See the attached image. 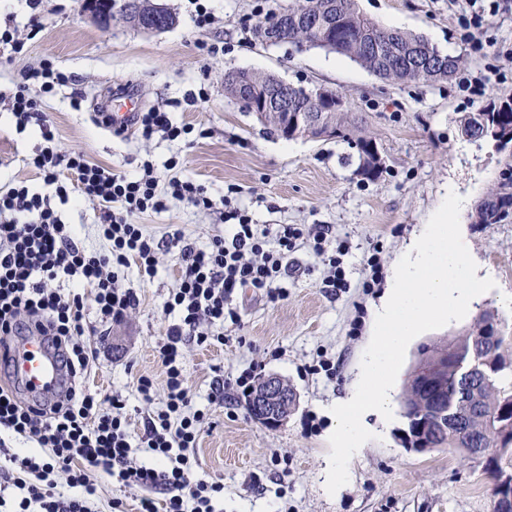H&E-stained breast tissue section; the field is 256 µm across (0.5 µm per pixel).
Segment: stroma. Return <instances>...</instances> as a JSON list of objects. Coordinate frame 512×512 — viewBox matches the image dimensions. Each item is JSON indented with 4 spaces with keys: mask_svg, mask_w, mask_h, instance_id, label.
<instances>
[{
    "mask_svg": "<svg viewBox=\"0 0 512 512\" xmlns=\"http://www.w3.org/2000/svg\"><path fill=\"white\" fill-rule=\"evenodd\" d=\"M127 2L114 0L110 24L101 25L83 9V0H42L35 11L27 0H0V23L12 20L25 42L18 53L0 49V91L14 90L25 70L51 61L71 78L42 104L64 149L129 175L148 160L164 179L172 174L166 161L179 157L182 167L175 174L202 185L216 207L199 210L171 201L167 211L140 218L155 236L178 224L197 244H207L224 232L217 204L228 194L268 234L282 224H328L333 233L325 255L341 243L348 248L342 258L346 287H324V255L299 245L290 257L294 273L283 282L278 301L244 290L235 299L241 321L225 324L223 343L200 346L189 340L184 345L192 407L204 415L194 477L223 484L216 512H493V479L483 466L442 448H406L402 420L385 437L369 440L348 464V483L328 493L332 421L325 408L357 383L370 343L368 309L384 286L365 287L367 258L378 256L381 270H388L447 191L475 205L499 176L505 152L462 136L459 121L491 99L512 97V16L483 31V40L494 46L484 53L464 41L448 0H356L360 13L381 27L423 36L462 59L450 80L390 83L321 49L258 42L253 29L265 13L287 9L295 0H210L216 21L207 29L196 27L191 0H159L177 17L176 26L162 33L123 23ZM34 13L40 24L33 29ZM218 39L224 42V56L215 60L206 47ZM237 69L274 74L306 88L322 85L343 95L360 134L377 143L381 174L357 175V150L345 141L287 139L262 125L224 92L225 72ZM479 74L491 79L484 93L461 90V78ZM202 88L207 98L200 101L196 95ZM128 90L139 108L166 106L178 121L195 127L196 137L189 142L157 136L146 142L134 132H110L100 114L113 94ZM76 92L82 96L77 110L71 106ZM40 143L36 125L17 131L11 113L0 109V186L15 180L43 189L29 164ZM59 212L85 248H103L95 207L63 205ZM459 222L476 259L493 271L495 287L484 293L476 313L498 314L505 320L504 335L512 336V307L502 303L512 295V223L475 224L466 213ZM177 277L172 254H163L156 276L141 287L139 306L124 321L103 323L94 309L86 311L87 323L102 333L108 347L85 383L101 395L121 396L133 454L147 463L152 457L141 438L149 415L163 409L165 396L159 391L145 402L136 381L142 375L163 377L156 350L167 328L179 321L165 308ZM474 322L470 315L413 338L395 395L405 390L421 347L439 346ZM323 360L335 362V378L314 373ZM253 366L260 376L284 379L297 397L280 426L255 419L248 401L228 396L219 405L211 400L216 377L236 376Z\"/></svg>",
    "mask_w": 512,
    "mask_h": 512,
    "instance_id": "stroma-1",
    "label": "stroma"
}]
</instances>
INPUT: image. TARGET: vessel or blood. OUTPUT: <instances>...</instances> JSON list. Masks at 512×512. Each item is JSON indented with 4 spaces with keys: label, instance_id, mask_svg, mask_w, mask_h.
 Listing matches in <instances>:
<instances>
[{
    "label": "vessel or blood",
    "instance_id": "vessel-or-blood-1",
    "mask_svg": "<svg viewBox=\"0 0 512 512\" xmlns=\"http://www.w3.org/2000/svg\"><path fill=\"white\" fill-rule=\"evenodd\" d=\"M8 358L16 377L31 394L51 393L64 384L60 364L44 337L37 335L25 338L10 350Z\"/></svg>",
    "mask_w": 512,
    "mask_h": 512
}]
</instances>
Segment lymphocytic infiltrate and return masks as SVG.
<instances>
[{
    "mask_svg": "<svg viewBox=\"0 0 512 512\" xmlns=\"http://www.w3.org/2000/svg\"><path fill=\"white\" fill-rule=\"evenodd\" d=\"M510 9L512 0H465L459 15L465 41L482 50L473 31ZM69 81L46 61L24 72L14 91L0 92L18 128L37 121L42 143L30 164L55 189L51 197L23 181L0 189V347L37 331L47 337L66 378L60 398L41 403H23L15 388L0 386V454L8 453L13 439L34 449L18 468L0 469V488L20 490L14 512H95L93 474L100 471L129 488L163 491V503L142 498L140 512H215L223 484L190 479L204 416L190 409L182 345L188 338L200 345L214 341L225 322H239L233 305L239 289L278 300L279 282L293 274L289 257L298 241L324 254L331 228L283 224L271 238L247 211L233 207L224 213V234L209 245L198 246L177 224L155 239L140 224L141 215L166 211L172 199L196 208L212 207V200L192 179L161 183L150 162L130 177L64 150L41 103ZM134 125L145 141L157 135L175 141L192 132L160 106L137 113ZM55 197L96 207L106 250L90 251L78 242L53 208ZM164 248L175 251L180 265L166 302L180 322L168 328L157 350L166 403L147 421L143 442L155 461L146 464L132 456L119 397L101 398L82 383L106 348L104 341L85 340L84 310L90 304L101 321L122 320L140 303L128 269L137 267L142 280L151 279Z\"/></svg>",
    "mask_w": 512,
    "mask_h": 512,
    "instance_id": "obj_1",
    "label": "lymphocytic infiltrate"
}]
</instances>
